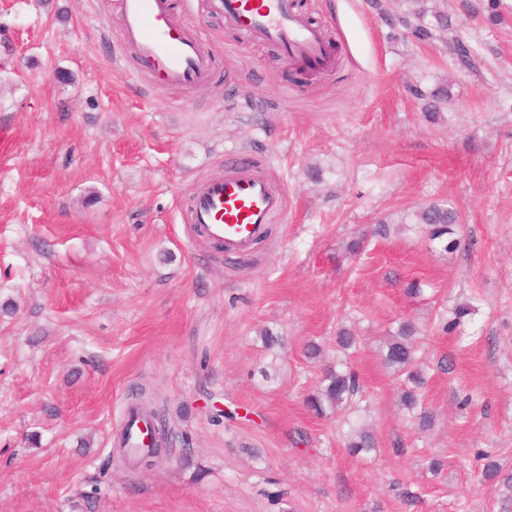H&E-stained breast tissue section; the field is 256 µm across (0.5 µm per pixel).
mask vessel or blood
Instances as JSON below:
<instances>
[{"label": "vessel or blood", "instance_id": "vessel-or-blood-1", "mask_svg": "<svg viewBox=\"0 0 512 512\" xmlns=\"http://www.w3.org/2000/svg\"><path fill=\"white\" fill-rule=\"evenodd\" d=\"M122 44L140 66L164 85H201L209 81L213 56L203 31L178 23L171 0H116ZM210 14L251 40L280 48L300 65L333 64L331 37L302 12L297 0H206ZM288 213V192L263 158L243 155L223 173L196 184L182 212L197 242L221 245L225 256L245 257L267 240L271 224ZM129 437L114 435L116 448L147 447V417L125 412Z\"/></svg>", "mask_w": 512, "mask_h": 512}]
</instances>
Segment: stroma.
Masks as SVG:
<instances>
[{
	"instance_id": "1",
	"label": "stroma",
	"mask_w": 512,
	"mask_h": 512,
	"mask_svg": "<svg viewBox=\"0 0 512 512\" xmlns=\"http://www.w3.org/2000/svg\"><path fill=\"white\" fill-rule=\"evenodd\" d=\"M172 2L211 39L205 85H154L115 0H0V512H512V0H428L420 37L414 0H302L340 52L296 82ZM240 152L271 160L290 206L229 261L180 212ZM432 204L458 214L453 251L416 222ZM406 320L426 431L380 352ZM343 358L359 411L317 415L305 399ZM141 384L170 427L149 470L112 458ZM354 419L368 454L346 448Z\"/></svg>"
}]
</instances>
